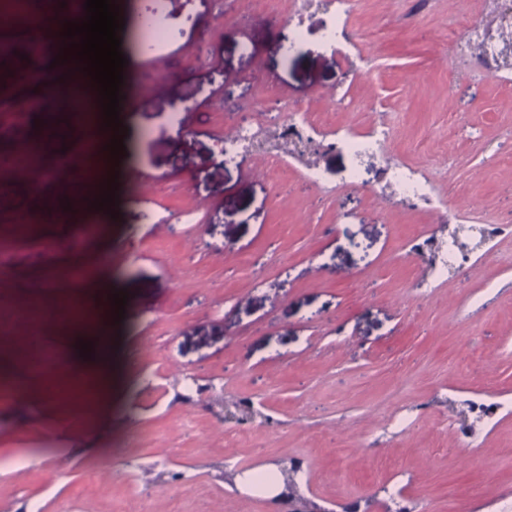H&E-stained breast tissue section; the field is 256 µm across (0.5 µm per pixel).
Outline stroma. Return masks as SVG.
I'll list each match as a JSON object with an SVG mask.
<instances>
[{
	"instance_id": "stroma-1",
	"label": "stroma",
	"mask_w": 512,
	"mask_h": 512,
	"mask_svg": "<svg viewBox=\"0 0 512 512\" xmlns=\"http://www.w3.org/2000/svg\"><path fill=\"white\" fill-rule=\"evenodd\" d=\"M188 0H122L123 52L154 81L135 96L146 131L120 162L118 219L75 209L38 235L0 222V312L35 256L94 264L81 288L33 287L48 311L102 284L128 292L112 325L119 379L98 414L44 381L0 405V512H275L226 472L306 470L295 486L343 512L512 507V236L481 242L376 182L346 186L339 150L273 153L263 104L307 111L317 130L368 129L387 112L390 159L455 189L459 210L512 225V67H477L454 42L493 21L488 0H352L350 54L329 48L324 0H210L186 15L167 64L144 49L145 10ZM302 38L285 39L294 25ZM181 136L167 115L177 105ZM262 130V147L222 156L225 133ZM323 176L308 182L309 165ZM458 236L469 263L422 285L423 239ZM70 321L46 325L56 382L75 383ZM497 402L493 415L474 402ZM401 433L386 431L390 418Z\"/></svg>"
}]
</instances>
